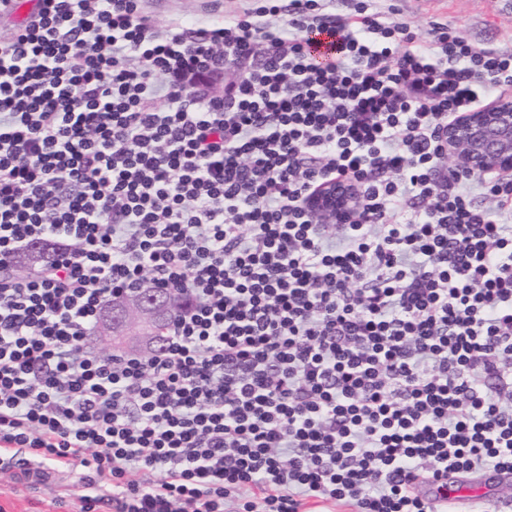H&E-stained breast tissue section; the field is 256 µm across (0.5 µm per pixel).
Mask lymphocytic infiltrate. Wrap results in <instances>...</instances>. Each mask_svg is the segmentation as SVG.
Masks as SVG:
<instances>
[{
  "mask_svg": "<svg viewBox=\"0 0 512 512\" xmlns=\"http://www.w3.org/2000/svg\"><path fill=\"white\" fill-rule=\"evenodd\" d=\"M511 85V49L369 0H37L0 40V455L81 468L75 512H455L427 479L512 473V179L441 138ZM340 177L358 219L314 223ZM145 286L180 299L166 350L95 352ZM147 14L161 26L177 22L224 23L237 14L245 0H143Z\"/></svg>",
  "mask_w": 512,
  "mask_h": 512,
  "instance_id": "lymphocytic-infiltrate-1",
  "label": "lymphocytic infiltrate"
}]
</instances>
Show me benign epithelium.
<instances>
[{
    "label": "benign epithelium",
    "instance_id": "1",
    "mask_svg": "<svg viewBox=\"0 0 512 512\" xmlns=\"http://www.w3.org/2000/svg\"><path fill=\"white\" fill-rule=\"evenodd\" d=\"M448 155L457 170L470 175L512 174V93H502L488 104L461 113L448 124ZM306 206L322 224H346L358 216L360 204L352 179L321 187ZM162 296L133 294L109 303L99 320L97 337H108L114 346L137 343L148 349L157 343L152 333L169 312Z\"/></svg>",
    "mask_w": 512,
    "mask_h": 512
}]
</instances>
